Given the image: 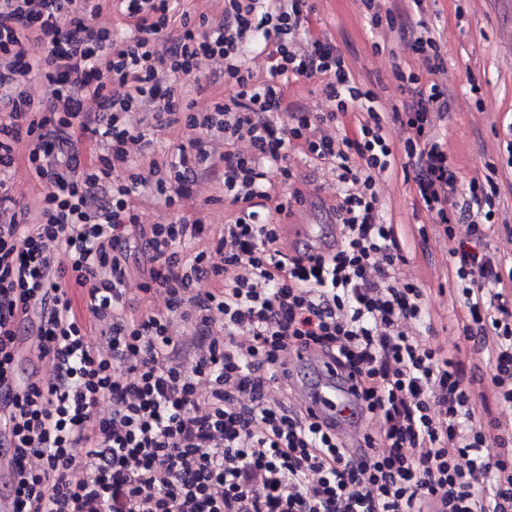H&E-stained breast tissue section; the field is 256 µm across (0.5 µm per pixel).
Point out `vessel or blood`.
Masks as SVG:
<instances>
[{"mask_svg": "<svg viewBox=\"0 0 512 512\" xmlns=\"http://www.w3.org/2000/svg\"><path fill=\"white\" fill-rule=\"evenodd\" d=\"M288 382L316 421L335 426L349 442H357L364 431L362 402L348 379L329 368L316 350L292 354L288 359Z\"/></svg>", "mask_w": 512, "mask_h": 512, "instance_id": "1", "label": "vessel or blood"}]
</instances>
